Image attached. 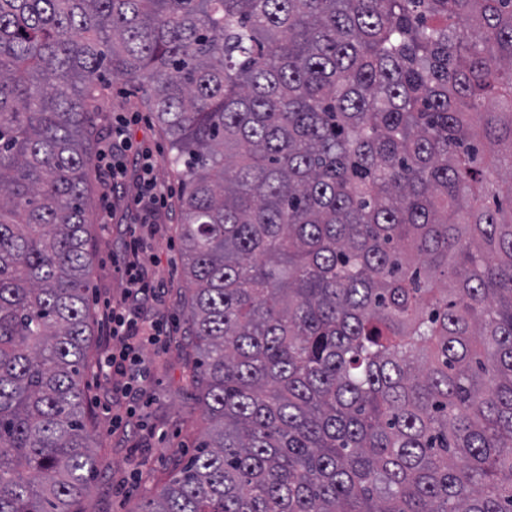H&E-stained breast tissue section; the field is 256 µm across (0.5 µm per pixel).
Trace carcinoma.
Returning a JSON list of instances; mask_svg holds the SVG:
<instances>
[{
  "instance_id": "1",
  "label": "carcinoma",
  "mask_w": 512,
  "mask_h": 512,
  "mask_svg": "<svg viewBox=\"0 0 512 512\" xmlns=\"http://www.w3.org/2000/svg\"><path fill=\"white\" fill-rule=\"evenodd\" d=\"M142 92L209 421L140 512H512V0H0V512H74L87 144Z\"/></svg>"
}]
</instances>
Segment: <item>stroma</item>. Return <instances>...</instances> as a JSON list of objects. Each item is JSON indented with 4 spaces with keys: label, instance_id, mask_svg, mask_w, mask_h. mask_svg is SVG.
I'll return each mask as SVG.
<instances>
[{
    "label": "stroma",
    "instance_id": "1",
    "mask_svg": "<svg viewBox=\"0 0 512 512\" xmlns=\"http://www.w3.org/2000/svg\"><path fill=\"white\" fill-rule=\"evenodd\" d=\"M137 117L138 123L133 128L135 141L145 142L151 148L158 182L171 193H178V180L168 167L166 140L155 128L150 113L141 111ZM136 194L137 186L131 181L124 190L110 196H103L97 190L87 198V207L94 214L104 201H111L114 225L112 235L96 238V271L90 288L94 309H101L106 298L120 297L123 291L124 284L116 267L125 254V230L145 217L135 200ZM154 220L156 229L150 246L159 261L152 266L151 273L155 280L165 284L167 291L165 304L155 308L154 314L169 319L171 337L176 340L183 333L178 322L177 300L186 288L179 269L170 267L167 261L168 255L180 252L175 235L176 219L166 208L157 212ZM143 358L150 377L140 398V424L125 429L112 426V416L124 414L131 403L122 391L124 377L88 384L87 396L94 414L89 433L101 477L83 504L85 512H134L137 494L123 487L131 459L142 463L143 485L160 484L185 464L200 438L205 420L185 383L182 359L176 347L158 353L148 345L143 349Z\"/></svg>",
    "mask_w": 512,
    "mask_h": 512
}]
</instances>
